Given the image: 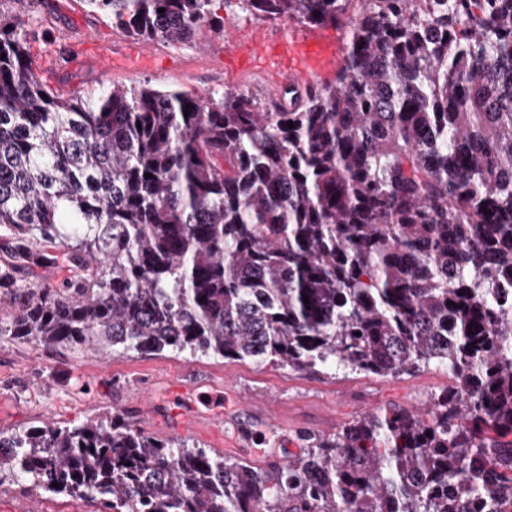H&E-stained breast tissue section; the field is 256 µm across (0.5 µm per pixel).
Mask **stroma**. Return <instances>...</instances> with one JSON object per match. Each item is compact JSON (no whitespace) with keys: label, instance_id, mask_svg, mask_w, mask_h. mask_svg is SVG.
Segmentation results:
<instances>
[{"label":"stroma","instance_id":"obj_1","mask_svg":"<svg viewBox=\"0 0 512 512\" xmlns=\"http://www.w3.org/2000/svg\"><path fill=\"white\" fill-rule=\"evenodd\" d=\"M25 8L39 31L27 42L32 66L55 92L95 97L106 85L148 83L218 94L231 88L262 100L277 93L271 76L224 66L226 35H247L260 26L240 5L225 7L222 33L204 30L184 45L148 44L155 68L118 66L107 74L101 58L121 59L134 42L110 16L86 0H27ZM453 383L440 366L389 377L306 373L213 355L47 347L0 336V433H19L46 420L78 425L113 412L150 436L264 467L270 449L297 452L304 434H335L368 411L423 409ZM90 510L65 495L0 489V512Z\"/></svg>","mask_w":512,"mask_h":512}]
</instances>
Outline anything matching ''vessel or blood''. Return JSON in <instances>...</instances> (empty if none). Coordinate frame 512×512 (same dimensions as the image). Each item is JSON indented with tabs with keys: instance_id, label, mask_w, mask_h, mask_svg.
Here are the masks:
<instances>
[{
	"instance_id": "vessel-or-blood-1",
	"label": "vessel or blood",
	"mask_w": 512,
	"mask_h": 512,
	"mask_svg": "<svg viewBox=\"0 0 512 512\" xmlns=\"http://www.w3.org/2000/svg\"><path fill=\"white\" fill-rule=\"evenodd\" d=\"M231 44L253 67L277 74L286 81L308 84L334 73L340 58L319 28L268 24L247 40Z\"/></svg>"
}]
</instances>
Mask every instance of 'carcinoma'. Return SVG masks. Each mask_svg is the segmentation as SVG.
Wrapping results in <instances>:
<instances>
[{"label": "carcinoma", "instance_id": "carcinoma-1", "mask_svg": "<svg viewBox=\"0 0 512 512\" xmlns=\"http://www.w3.org/2000/svg\"><path fill=\"white\" fill-rule=\"evenodd\" d=\"M87 2L137 39L224 31V0ZM23 3L0 0L1 336L456 385L265 468L117 414L47 421L0 433V486L96 512H512V0H237L347 29L332 80L263 104L56 95ZM61 253L66 287L19 276Z\"/></svg>", "mask_w": 512, "mask_h": 512}]
</instances>
